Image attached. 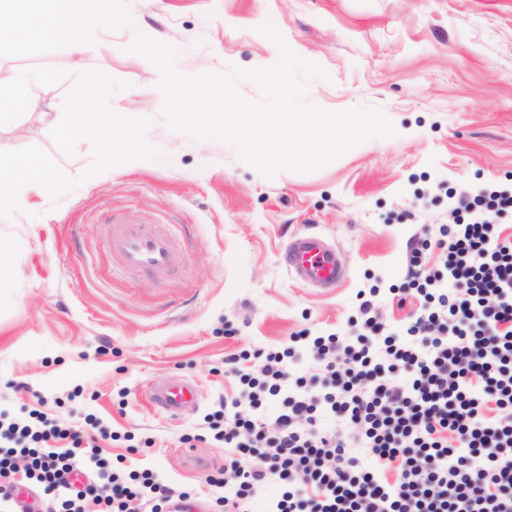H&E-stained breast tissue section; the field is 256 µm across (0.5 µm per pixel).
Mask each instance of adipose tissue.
<instances>
[{"label":"adipose tissue","instance_id":"adipose-tissue-1","mask_svg":"<svg viewBox=\"0 0 512 512\" xmlns=\"http://www.w3.org/2000/svg\"><path fill=\"white\" fill-rule=\"evenodd\" d=\"M52 181L48 171L32 160L0 157V217L31 207L33 198L46 196Z\"/></svg>","mask_w":512,"mask_h":512}]
</instances>
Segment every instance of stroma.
I'll use <instances>...</instances> for the list:
<instances>
[{
	"instance_id": "35a3bbf8",
	"label": "stroma",
	"mask_w": 512,
	"mask_h": 512,
	"mask_svg": "<svg viewBox=\"0 0 512 512\" xmlns=\"http://www.w3.org/2000/svg\"><path fill=\"white\" fill-rule=\"evenodd\" d=\"M134 28L98 30L71 48L0 57V155L36 157L48 198L0 220V410L38 411L84 429L86 414L120 440L101 458L148 467L180 487L203 483L224 451L194 440L219 396L235 395L225 354L313 336L356 334L360 290L377 288L382 323L403 327L421 308L399 298L409 242L452 223L448 192L512 191V0H129ZM273 21L291 49L320 64L307 98L329 110L376 107L398 134L374 138L312 173L266 179L227 144L170 131L159 73L126 47L135 31L175 46L186 74L266 67ZM95 90L89 129L121 150L124 113L142 118L148 159L107 170L98 145L71 142L72 103ZM36 95L41 105H22ZM183 225V265L113 278L111 216ZM336 242L349 268L338 287L305 288L280 251L296 232ZM199 403L177 419L155 414L144 389L174 377Z\"/></svg>"
}]
</instances>
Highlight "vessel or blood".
I'll return each mask as SVG.
<instances>
[{
	"mask_svg": "<svg viewBox=\"0 0 512 512\" xmlns=\"http://www.w3.org/2000/svg\"><path fill=\"white\" fill-rule=\"evenodd\" d=\"M109 246L123 270L146 273L162 280L178 264L184 241L146 224L116 222L112 225ZM282 259L289 273L304 286L333 288L348 277L336 246L312 232L292 235ZM147 402L153 410L177 418L194 407L195 392L191 385L176 381L148 390Z\"/></svg>",
	"mask_w": 512,
	"mask_h": 512,
	"instance_id": "obj_1",
	"label": "vessel or blood"
}]
</instances>
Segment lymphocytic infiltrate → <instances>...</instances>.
Returning a JSON list of instances; mask_svg holds the SVG:
<instances>
[{
	"label": "lymphocytic infiltrate",
	"mask_w": 512,
	"mask_h": 512,
	"mask_svg": "<svg viewBox=\"0 0 512 512\" xmlns=\"http://www.w3.org/2000/svg\"><path fill=\"white\" fill-rule=\"evenodd\" d=\"M455 210L462 222L409 252V287L425 304L408 326L386 328L365 296L358 336L300 332L225 356L238 392L219 402L213 438L228 457L207 479L221 512L262 497L266 512H512V242L496 232L512 194L463 195ZM306 356L318 374L301 368ZM83 443L43 415L0 424V512H15L20 464L42 486L41 512H170L193 496L112 469ZM273 482L282 492L266 497Z\"/></svg>",
	"instance_id": "lymphocytic-infiltrate-1"
}]
</instances>
